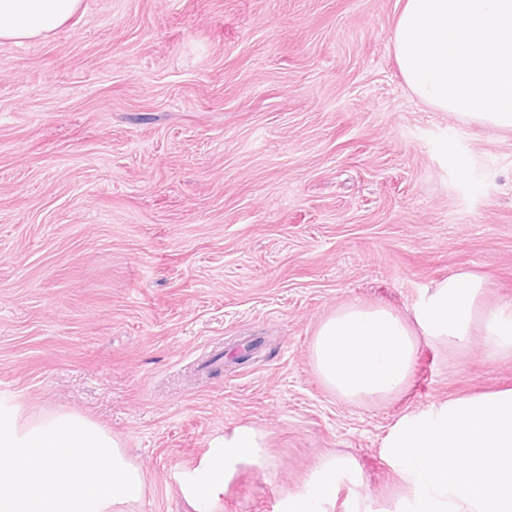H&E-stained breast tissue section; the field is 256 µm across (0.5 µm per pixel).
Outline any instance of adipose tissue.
<instances>
[{
	"label": "adipose tissue",
	"instance_id": "adipose-tissue-1",
	"mask_svg": "<svg viewBox=\"0 0 512 512\" xmlns=\"http://www.w3.org/2000/svg\"><path fill=\"white\" fill-rule=\"evenodd\" d=\"M81 0H0V40L22 44L45 37L66 23ZM487 282L461 267L424 288L410 317L384 306L336 308L319 324L311 357L324 385L350 401L392 397L408 385L420 339L451 349L481 333L491 354L512 356V300H486ZM267 457L257 432L240 427L183 479L190 505L201 497L218 500L238 466L264 468ZM356 469L348 458L323 459L308 483L283 495L275 512H321L344 475Z\"/></svg>",
	"mask_w": 512,
	"mask_h": 512
}]
</instances>
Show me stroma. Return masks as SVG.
Wrapping results in <instances>:
<instances>
[{
    "label": "stroma",
    "instance_id": "35a3bbf8",
    "mask_svg": "<svg viewBox=\"0 0 512 512\" xmlns=\"http://www.w3.org/2000/svg\"><path fill=\"white\" fill-rule=\"evenodd\" d=\"M404 0H82L0 42V406L70 411L140 467L130 512H192L177 462L246 425L269 465L220 512H272L349 456L333 512L395 496L405 413L512 388L481 336L421 341L384 401L328 390L336 308L407 313L465 266L512 297V132L424 105L393 53Z\"/></svg>",
    "mask_w": 512,
    "mask_h": 512
}]
</instances>
